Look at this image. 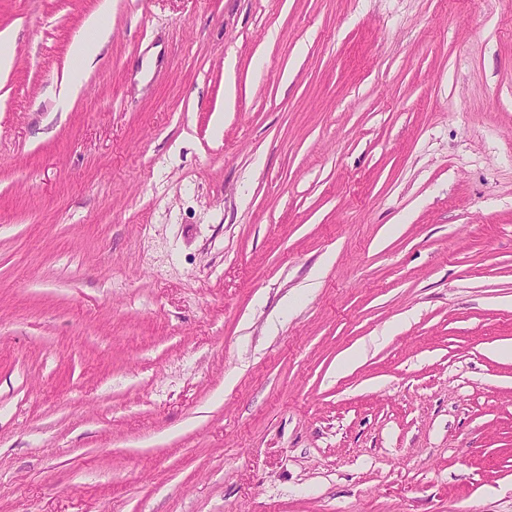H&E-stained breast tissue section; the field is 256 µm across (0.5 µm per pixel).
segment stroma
<instances>
[{"mask_svg": "<svg viewBox=\"0 0 512 512\" xmlns=\"http://www.w3.org/2000/svg\"><path fill=\"white\" fill-rule=\"evenodd\" d=\"M0 0V512H512V0ZM87 29L96 33L94 39L78 38L72 45V55L78 61L79 66L72 70L69 76L61 83L58 91V100L61 106H66L79 93L83 84V70L91 67L102 44L109 37L107 26L103 22L102 15L91 17L87 21Z\"/></svg>", "mask_w": 512, "mask_h": 512, "instance_id": "obj_1", "label": "stroma"}]
</instances>
